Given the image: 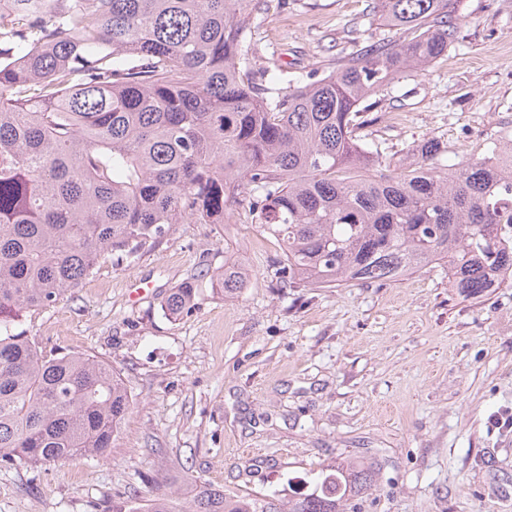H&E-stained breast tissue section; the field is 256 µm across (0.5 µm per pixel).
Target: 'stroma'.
Masks as SVG:
<instances>
[{"label":"stroma","mask_w":512,"mask_h":512,"mask_svg":"<svg viewBox=\"0 0 512 512\" xmlns=\"http://www.w3.org/2000/svg\"><path fill=\"white\" fill-rule=\"evenodd\" d=\"M375 0H261L248 21L254 71H334L340 57L404 34ZM457 39L427 71L364 101L365 141L388 162L425 139L458 165L512 137V0H459ZM279 249L255 224H178L155 248L99 265L22 327L46 348L109 363L132 399L107 458L0 465V512H112L206 482L295 498L313 470L374 473L356 512H512V285L466 299L448 269L385 284L283 288ZM253 278L237 297L213 271ZM153 284L131 301L128 285ZM195 280L194 307L168 294ZM217 281L224 292V297L233 298L244 288L252 277L251 271L241 264L224 265V269L216 273ZM195 284L192 281L182 283L169 294L166 299V308L172 316H180L193 307Z\"/></svg>","instance_id":"obj_1"}]
</instances>
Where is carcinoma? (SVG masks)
Segmentation results:
<instances>
[{
  "instance_id": "cac0c4a2",
  "label": "carcinoma",
  "mask_w": 512,
  "mask_h": 512,
  "mask_svg": "<svg viewBox=\"0 0 512 512\" xmlns=\"http://www.w3.org/2000/svg\"><path fill=\"white\" fill-rule=\"evenodd\" d=\"M0 11V462L106 457L131 399L84 353L44 351L19 329L100 263L158 245L175 224L245 214L280 250L290 288H347L448 266L464 298L512 283V140L455 169L441 143L389 174L360 138L361 103L448 53L460 22L448 0H377L398 42L344 57L285 89L250 71L254 0H10ZM224 296L251 271L216 273ZM195 284L166 299L192 308ZM373 473L322 469L281 506L200 484L113 512H344Z\"/></svg>"
}]
</instances>
